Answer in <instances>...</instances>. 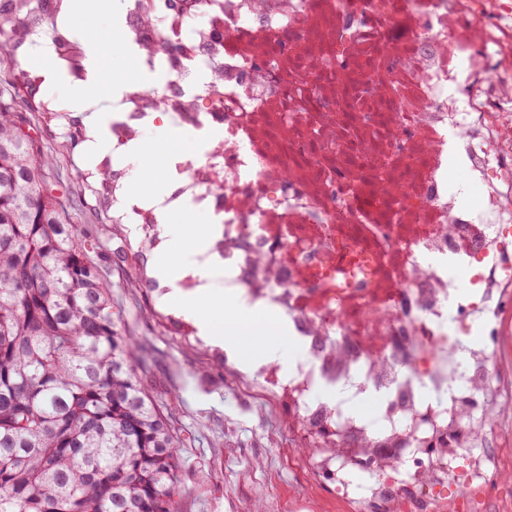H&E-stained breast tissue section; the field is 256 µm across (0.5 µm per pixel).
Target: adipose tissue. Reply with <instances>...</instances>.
Listing matches in <instances>:
<instances>
[{
  "label": "adipose tissue",
  "instance_id": "ef3b65f1",
  "mask_svg": "<svg viewBox=\"0 0 512 512\" xmlns=\"http://www.w3.org/2000/svg\"><path fill=\"white\" fill-rule=\"evenodd\" d=\"M85 47V82H70L61 71L48 63L44 64L42 72L46 86L66 89L68 106L79 113L89 134L85 150L89 155L96 156L110 152L112 143L108 137L111 114L101 107L96 94L102 82L103 43L100 32L95 28H86ZM213 232V225L192 224L189 250L180 254H161L159 271L169 284H177L184 266L208 251ZM200 276L204 281L202 288L174 294L179 310L186 317L196 318L200 336L221 344L227 352L249 356L257 362L278 360V344L291 333L287 318L270 308L256 310L241 304L225 305L222 286L224 269L219 264L201 267ZM203 308L207 309V316L197 318V311Z\"/></svg>",
  "mask_w": 512,
  "mask_h": 512
}]
</instances>
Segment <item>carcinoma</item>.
Masks as SVG:
<instances>
[{"label": "carcinoma", "instance_id": "carcinoma-1", "mask_svg": "<svg viewBox=\"0 0 512 512\" xmlns=\"http://www.w3.org/2000/svg\"><path fill=\"white\" fill-rule=\"evenodd\" d=\"M74 0H0V49L13 59L0 90V512H178L180 449L189 438L143 381L145 348L122 329L98 244L49 178L54 158L28 136L25 105L74 126L70 110L37 97L33 38L82 56V37L60 22ZM155 52L176 50L154 13L122 17ZM180 86L145 94L160 109ZM114 174L96 166L99 206Z\"/></svg>", "mask_w": 512, "mask_h": 512}]
</instances>
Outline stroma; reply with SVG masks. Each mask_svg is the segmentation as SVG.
<instances>
[{
  "label": "stroma",
  "mask_w": 512,
  "mask_h": 512,
  "mask_svg": "<svg viewBox=\"0 0 512 512\" xmlns=\"http://www.w3.org/2000/svg\"><path fill=\"white\" fill-rule=\"evenodd\" d=\"M105 30L102 59L107 80L136 79L135 60L120 51L119 30L101 15H77L72 29ZM94 165L82 145L60 158L52 172L58 192L81 200L98 236L96 259L112 284L123 328L147 344L154 363L146 378L153 395L168 403L178 427L191 440L185 461L179 512H298L296 502L313 481L299 468L300 443L286 413L258 395L259 379L242 380L220 363L214 351L183 335L174 299L155 300L153 288L134 268L138 241L126 225L94 217Z\"/></svg>",
  "instance_id": "stroma-1"
}]
</instances>
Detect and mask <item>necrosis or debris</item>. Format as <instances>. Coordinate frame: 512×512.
<instances>
[{
  "label": "necrosis or debris",
  "instance_id": "obj_1",
  "mask_svg": "<svg viewBox=\"0 0 512 512\" xmlns=\"http://www.w3.org/2000/svg\"><path fill=\"white\" fill-rule=\"evenodd\" d=\"M161 30L201 57L139 52L182 85L158 113L112 105V167L166 117L204 148L122 223L216 224L240 302L287 317L301 354L263 395L308 434L303 470L370 512H512V0H198ZM221 71V88L200 83ZM461 157L458 176L448 158Z\"/></svg>",
  "mask_w": 512,
  "mask_h": 512
}]
</instances>
